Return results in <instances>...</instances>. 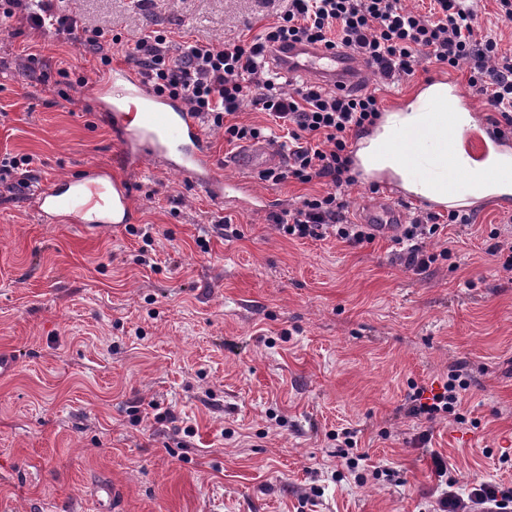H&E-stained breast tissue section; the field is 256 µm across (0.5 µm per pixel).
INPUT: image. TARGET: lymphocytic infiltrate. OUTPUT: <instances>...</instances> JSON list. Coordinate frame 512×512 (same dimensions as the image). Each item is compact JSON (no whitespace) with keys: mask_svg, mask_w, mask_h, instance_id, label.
I'll return each instance as SVG.
<instances>
[{"mask_svg":"<svg viewBox=\"0 0 512 512\" xmlns=\"http://www.w3.org/2000/svg\"><path fill=\"white\" fill-rule=\"evenodd\" d=\"M14 20L44 37L81 40L86 52L105 65L112 61L108 47L122 45L126 57L138 60L155 94L181 99L202 122L223 129L227 142L271 140L268 129L233 120L247 105L267 113L288 132V164L260 172V180L324 181L329 186L327 192L270 214L275 229L291 239L333 236L352 247L373 240L369 225L347 217L348 190L356 183L350 145L354 135L379 120L383 100L371 89L339 93L312 83L289 87L271 66L272 52L282 42L307 40L349 51L387 84L426 65L467 68L468 87L495 113L496 133L512 138V52L502 51L497 39L484 33L479 11H456L453 0H433L425 14L409 9L403 0H288L277 21L252 40L178 47L157 28L131 45L104 28L83 34L80 18L61 8L58 0H0V22ZM472 221L468 213H417L404 227L398 253L407 268L427 271L438 259L429 247L445 227ZM467 387L459 368H452L437 392L413 387L406 396V412L430 422L450 417L466 423L461 392ZM433 464L445 479L434 512H474L478 505L487 512H512L511 488L479 482L462 494L444 458L434 456Z\"/></svg>","mask_w":512,"mask_h":512,"instance_id":"f902f5d3","label":"lymphocytic infiltrate"}]
</instances>
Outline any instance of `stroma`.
I'll return each instance as SVG.
<instances>
[{
	"label": "stroma",
	"mask_w": 512,
	"mask_h": 512,
	"mask_svg": "<svg viewBox=\"0 0 512 512\" xmlns=\"http://www.w3.org/2000/svg\"><path fill=\"white\" fill-rule=\"evenodd\" d=\"M66 5L87 28L131 43L158 28L178 45L254 37L283 8ZM81 50L17 22L0 32V159L32 156L37 175L0 186V351L15 361L0 376V512H431L435 453L461 483L512 487V284L489 251L512 208L448 226L434 248L451 257L422 274L391 241L290 239L152 167L131 177L151 249L123 224L45 223L34 192L121 169L77 83L109 69ZM223 217L233 234L215 230ZM461 362L466 423L408 416L410 383L439 388ZM343 428L378 477L343 472Z\"/></svg>",
	"instance_id": "obj_1"
}]
</instances>
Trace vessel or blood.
Returning a JSON list of instances; mask_svg holds the SVG:
<instances>
[{
    "instance_id": "obj_1",
    "label": "vessel or blood",
    "mask_w": 512,
    "mask_h": 512,
    "mask_svg": "<svg viewBox=\"0 0 512 512\" xmlns=\"http://www.w3.org/2000/svg\"><path fill=\"white\" fill-rule=\"evenodd\" d=\"M280 66L289 74L300 75L339 91H353L370 82V68L358 57L319 43L291 41L280 52ZM100 111L112 125L123 149V163L131 172L146 163H160L168 171L201 189L220 204L234 203L249 210H262L266 198L242 180L224 179L217 167L198 117L182 100L159 96L148 87L142 75L130 68L113 69L105 80L87 87ZM465 152L482 162L489 155L512 157V140L496 135L482 117H475L462 137L449 138L448 154ZM280 153L255 141L235 156L233 168L260 172L281 165ZM439 211L471 210L477 203L465 191H457L445 201L417 199L397 183H389L383 199L364 203L359 216L372 225L376 234L398 237L407 222L412 203ZM33 208L43 221L60 220L72 224H128L134 214L132 190L122 178L112 180L111 197H103L98 174L85 176L78 185L58 183L33 197Z\"/></svg>"
}]
</instances>
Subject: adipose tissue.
Listing matches in <instances>:
<instances>
[{
	"label": "adipose tissue",
	"instance_id": "obj_1",
	"mask_svg": "<svg viewBox=\"0 0 512 512\" xmlns=\"http://www.w3.org/2000/svg\"><path fill=\"white\" fill-rule=\"evenodd\" d=\"M469 117L466 113L454 116L451 124L441 123L435 113L427 107H407L400 112L390 113L381 129L366 138L359 155L365 165L376 170L385 171L398 177L402 186L409 192L423 197H443L448 193L453 180L448 175L449 169H456L473 185L474 189H482L484 185V169L472 164L468 157L460 155L453 165H446V152H439L441 165L437 176L429 180H416L410 166L405 163L401 143L407 136H415L417 143L427 141L446 145L449 131H462L467 127Z\"/></svg>",
	"mask_w": 512,
	"mask_h": 512
}]
</instances>
